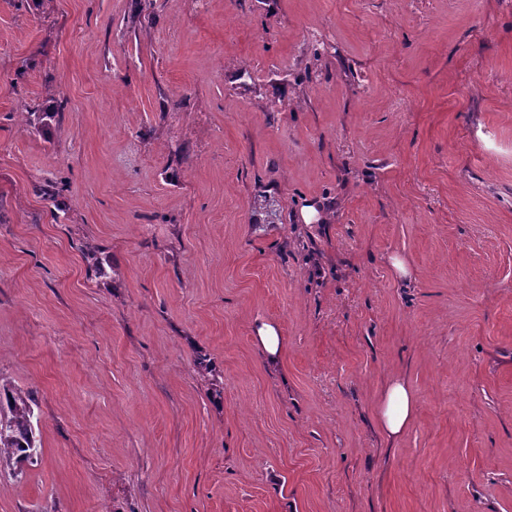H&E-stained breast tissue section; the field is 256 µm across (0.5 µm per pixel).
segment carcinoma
Listing matches in <instances>:
<instances>
[{
  "label": "carcinoma",
  "instance_id": "carcinoma-1",
  "mask_svg": "<svg viewBox=\"0 0 512 512\" xmlns=\"http://www.w3.org/2000/svg\"><path fill=\"white\" fill-rule=\"evenodd\" d=\"M35 399L32 393L9 383H0V463L16 465V475L23 474L22 464L38 454L33 424Z\"/></svg>",
  "mask_w": 512,
  "mask_h": 512
}]
</instances>
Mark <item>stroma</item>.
<instances>
[{
    "label": "stroma",
    "instance_id": "stroma-1",
    "mask_svg": "<svg viewBox=\"0 0 512 512\" xmlns=\"http://www.w3.org/2000/svg\"><path fill=\"white\" fill-rule=\"evenodd\" d=\"M0 379V512H512V0H0ZM253 331V341L264 358L270 363L278 362L284 346L277 325L270 321H257ZM416 398L401 377L390 379L382 393L377 419L386 441L398 438L412 422ZM34 402L29 391L0 383V463L16 464V477L23 474L21 465L33 460L40 447L33 424Z\"/></svg>",
    "mask_w": 512,
    "mask_h": 512
}]
</instances>
